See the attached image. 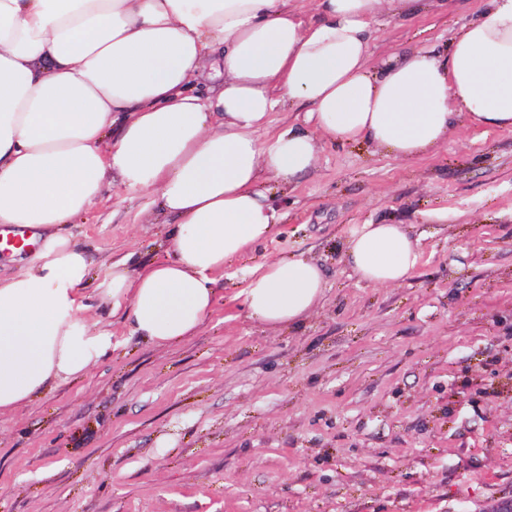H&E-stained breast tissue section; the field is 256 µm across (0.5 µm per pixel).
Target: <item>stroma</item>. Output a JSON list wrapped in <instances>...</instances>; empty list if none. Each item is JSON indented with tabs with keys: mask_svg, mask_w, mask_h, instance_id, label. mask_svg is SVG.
<instances>
[{
	"mask_svg": "<svg viewBox=\"0 0 512 512\" xmlns=\"http://www.w3.org/2000/svg\"><path fill=\"white\" fill-rule=\"evenodd\" d=\"M486 0L386 18L372 63L441 51ZM273 235L224 267L211 314L165 348L95 307L112 347L85 375L0 414V512H512V131L459 120L401 162L322 144ZM156 195L119 179L70 230L95 296L112 261L168 249ZM404 224L422 257L398 286L358 281L357 224ZM275 258L327 281L298 325L269 329L241 292Z\"/></svg>",
	"mask_w": 512,
	"mask_h": 512,
	"instance_id": "1",
	"label": "stroma"
}]
</instances>
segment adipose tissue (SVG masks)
<instances>
[{
	"mask_svg": "<svg viewBox=\"0 0 512 512\" xmlns=\"http://www.w3.org/2000/svg\"><path fill=\"white\" fill-rule=\"evenodd\" d=\"M0 0V224L33 229L37 250L0 276V413L86 374L111 346L90 322L91 261L67 231L110 175L155 193L175 219L164 258L113 263L96 300L155 347L193 335L212 311L214 276L269 238L268 177L292 186L319 144L364 141L401 161L448 140L459 118L512 130V0H490L447 49L370 64L385 15L425 0ZM215 105L188 95L205 67ZM305 129L271 130L284 103ZM345 257L359 280L395 286L421 252L402 224H359ZM306 258L274 259L243 291L250 317L283 328L322 301Z\"/></svg>",
	"mask_w": 512,
	"mask_h": 512,
	"instance_id": "obj_1",
	"label": "adipose tissue"
}]
</instances>
